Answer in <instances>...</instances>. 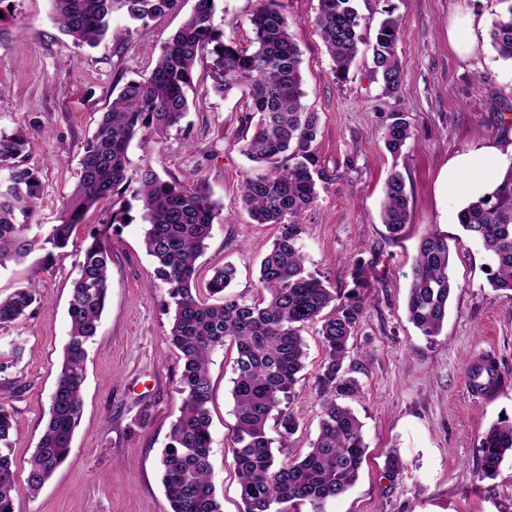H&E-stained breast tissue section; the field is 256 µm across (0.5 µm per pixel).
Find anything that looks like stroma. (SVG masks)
I'll use <instances>...</instances> for the list:
<instances>
[{
    "mask_svg": "<svg viewBox=\"0 0 512 512\" xmlns=\"http://www.w3.org/2000/svg\"><path fill=\"white\" fill-rule=\"evenodd\" d=\"M390 1L402 19V83L393 96L373 74L367 45L346 81H336L315 24L318 0H285L301 51L303 102L319 117L315 146L325 174L317 201L300 217L306 267L341 294L353 286L355 262L368 277L366 313L346 360L361 386L347 404L363 425L367 458L355 485L325 510L512 512V457L494 478L478 477L481 437L494 423L512 422V296L490 286L494 265L482 246L460 225L441 221L449 156L478 138L512 134V61L500 58L488 37L500 5L481 0L480 45L464 61L448 46V15L460 0H356L366 35H374ZM10 4L0 13V131L28 133V163L42 186L34 220L47 225L77 181L82 148L103 112L125 83L151 73L195 0H183L180 11L143 31L113 15L93 48L75 46L60 33L50 0ZM216 4L214 24L225 39L247 43L255 0ZM210 65L207 58L196 63L181 127L150 151L132 147L130 158L133 166L151 165L187 190L207 188L219 210L197 262V284L205 286L216 268L231 264L235 293L250 301L259 294L260 262L277 228L254 223L242 207L245 178L262 170L242 152V94L215 96ZM386 112L406 113L414 128L396 157L384 147ZM394 169L403 174L410 201V221L396 242L381 220L384 184ZM144 230L139 207L120 224L107 203L74 228L66 258L42 264L32 256L0 269V298L31 283L41 296L24 317L0 327V401L14 409L12 452L21 482L49 416L83 250L99 233L112 255L111 287L87 348L83 411L70 454L37 497L16 499L15 512H170L160 456L179 415L181 362L167 340L166 288L150 282L154 263ZM432 233L448 239L456 287L443 330L430 341L408 321L406 299L418 246ZM303 336L306 367L293 404L300 425L281 450L291 458L309 451L320 413L314 381L324 351L316 327ZM17 345L23 354L16 361ZM481 351L499 361L504 376L500 391L486 400L473 398L466 384L468 358ZM234 358V351L221 348L209 365L210 462L224 512L243 508L232 454ZM392 453L402 469L391 478L385 462Z\"/></svg>",
    "mask_w": 512,
    "mask_h": 512,
    "instance_id": "stroma-1",
    "label": "stroma"
}]
</instances>
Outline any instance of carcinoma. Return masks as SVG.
Wrapping results in <instances>:
<instances>
[{"instance_id":"cac0c4a2","label":"carcinoma","mask_w":512,"mask_h":512,"mask_svg":"<svg viewBox=\"0 0 512 512\" xmlns=\"http://www.w3.org/2000/svg\"><path fill=\"white\" fill-rule=\"evenodd\" d=\"M216 0H196L180 29L161 49L152 73L127 82L112 98L92 138L83 147L79 177L63 203L59 223L32 232L40 198L38 170L28 165V134L0 133V269L32 255L44 263L68 256L74 226L99 203L118 207L114 218L127 215L130 201L141 203L147 223L144 246L153 258L154 278L167 288L173 307L168 334L180 352L181 406L172 424L162 459V484L170 512H224L210 465L211 401L209 364L220 347L236 351L231 390L233 466L240 485L243 512H281L280 505L324 512L358 479L367 456L362 424L343 400L357 395L358 380L346 367L348 343L364 316L360 293L367 273L354 265L355 288L343 296L306 269L304 229L299 216L318 199L323 170L314 143L319 119L302 104L301 52L284 13L283 0H256L249 18L252 38L245 46L224 40L214 26ZM179 0H51L61 31L81 45L94 46L105 36L113 14L147 20L176 9ZM316 25L333 63L336 81L346 79L364 37L354 0H318ZM489 30L494 49L512 60V0H499ZM401 28L394 9L384 10L373 43V73L385 93L398 92L402 72L397 57ZM211 57L212 89L219 97L237 89L248 101L241 126L243 152L267 173L243 183L242 203L257 224H275L277 234L259 268L262 294L248 303L227 292L236 276L231 265L215 271L203 298L196 285V263L211 235L217 204L208 191L190 192L176 179H164L148 166L130 169L129 149L141 148L178 128L188 112L186 89L197 60ZM384 143L393 156L413 135L402 112L385 113ZM131 193V200L124 199ZM382 222L398 239L408 224L409 197L403 175L394 170L384 187ZM461 227L480 242L494 263L490 284L512 292V181L490 199L471 204ZM110 250L98 235L85 248L68 303V341L51 396L49 419L29 460L24 485L16 483L11 455L14 419L0 403V512H14L24 492L40 494L65 461L82 407L84 363L89 342L97 335L110 288ZM455 287L446 238L431 234L419 246L407 299L409 321L421 335H439ZM218 302L211 303L208 298ZM37 301L35 286L18 288L0 299V326L11 324ZM318 324L325 357L316 376L322 398L318 436L301 459L276 455L299 427L292 409L297 375L305 367L302 332ZM275 421L279 439L268 434ZM512 456V423H496L480 442V478L494 477Z\"/></svg>"}]
</instances>
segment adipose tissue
<instances>
[{
  "label": "adipose tissue",
  "mask_w": 512,
  "mask_h": 512,
  "mask_svg": "<svg viewBox=\"0 0 512 512\" xmlns=\"http://www.w3.org/2000/svg\"><path fill=\"white\" fill-rule=\"evenodd\" d=\"M475 5H458L448 17V45L461 58L476 50ZM448 189L446 221L458 223L460 215L479 199L494 195L512 180V143L480 138L465 150L451 155L445 168Z\"/></svg>",
  "instance_id": "obj_1"
}]
</instances>
